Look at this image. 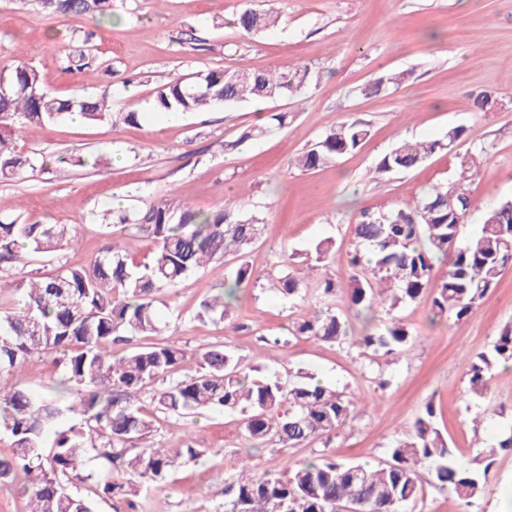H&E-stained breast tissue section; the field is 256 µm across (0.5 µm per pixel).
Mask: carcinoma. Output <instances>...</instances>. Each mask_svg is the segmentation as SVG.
I'll use <instances>...</instances> for the list:
<instances>
[{
    "label": "carcinoma",
    "instance_id": "obj_1",
    "mask_svg": "<svg viewBox=\"0 0 512 512\" xmlns=\"http://www.w3.org/2000/svg\"><path fill=\"white\" fill-rule=\"evenodd\" d=\"M33 3L52 15H89L99 22L112 20V0H15ZM271 10L247 9L234 20L244 36L274 27ZM92 34L78 36L81 45L65 55L62 70L80 71L96 62ZM307 78L301 69L247 72L224 68L203 77L171 78L159 85L152 99L160 112L186 115L218 105L249 100L284 99ZM0 180L8 181L38 169L32 157L14 151L12 136L67 119L77 111L92 125L116 128L136 124L137 112H115L107 98L50 95L40 88V75L27 56L18 52L0 59ZM368 136L358 124L341 123L295 160L305 171L336 162L356 150ZM439 141H403L385 154L377 173L419 167L436 151ZM448 190L427 191L416 211L395 209L379 216L363 213L354 224L358 244L368 256L351 258L349 307L364 316L356 344L374 353L397 355L413 340L403 322L392 318L383 327L372 325L373 310L383 304L395 309L420 301L436 316L456 320L473 309L495 288L502 271L512 266V200L501 202L486 215L481 229L467 240L461 227L472 207L471 197L459 191L455 212L441 199ZM104 224H122L133 243H106L86 266L61 265L37 280L16 277L12 270L32 254H53L73 241L65 224L28 223L20 214L0 211V289L22 292L21 308L0 311V432L12 439L13 453L0 459V484L17 486L30 502L28 512H96V501L72 489L93 479L85 469L92 449L113 466L112 477L98 485L105 496L134 506L145 484L166 482L180 466V458H198L206 448H185L170 454L146 443L154 431L156 414L183 416L198 411L243 415L244 430L257 442L299 448L331 436L353 417L354 404L339 391L313 377L293 381L288 376L255 377L252 369L226 345L198 354L196 374L177 378L185 352L173 345L150 343L119 353L116 344L134 336H160L157 293L172 288L190 273L221 266L234 254L238 266L224 276L221 291L200 302L198 315L224 323L250 287L252 269L244 260L255 242L256 215L244 216L230 201L209 211H195L177 196L166 194L137 210H108ZM150 243V255L137 256V242ZM446 260L448 271L434 279L435 262ZM278 290L290 298L301 295V282L289 272L278 278ZM317 310L293 323L292 335L342 344L351 327L345 316L324 306L336 293L326 278L319 284ZM35 353H54L60 371V393L79 390L75 402L60 405L54 394H36L13 382V372ZM512 363V325L494 343L469 359L470 389L482 396L492 370ZM149 389L147 403L131 397ZM69 414L80 422L55 432L45 446L47 431ZM512 452V425L498 442L479 452L470 466L460 464L457 449L441 432L433 403L413 422L408 437L388 449L378 465L344 462L327 455L303 460L288 474L241 473L225 488L224 512H328L349 506L356 512H401L423 491L419 469L427 467L431 483L466 503L480 497L496 457Z\"/></svg>",
    "mask_w": 512,
    "mask_h": 512
}]
</instances>
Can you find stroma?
I'll list each match as a JSON object with an SVG mask.
<instances>
[{"label": "stroma", "mask_w": 512, "mask_h": 512, "mask_svg": "<svg viewBox=\"0 0 512 512\" xmlns=\"http://www.w3.org/2000/svg\"><path fill=\"white\" fill-rule=\"evenodd\" d=\"M262 0H113V22L48 15L0 0V57L17 47L32 50L43 87L60 97H107L114 110L140 111L157 82L230 68L304 69L297 96L247 101L173 119L153 113L136 125L91 126L71 120L19 134V151L52 162L51 173H27L0 182V211L21 209L31 223L67 224L79 244L32 256V275L48 276L62 264L86 265L106 243H124L121 225L100 224L113 199L124 208L144 207L168 192L184 204L208 210L232 200L243 214L262 218L247 260L254 281L231 313L234 326L196 318L199 302L215 294L221 277L205 269L164 290L156 309L164 342L186 353L180 376L195 374L205 347L227 344L244 365L262 374L321 378L355 405L352 419L331 438L300 448L275 441L251 447L241 415L205 411L160 417L155 446L176 452L185 444L203 456L184 460L161 488L144 490L134 508L104 498L98 512H224V489L240 463L275 475L320 454L378 462L408 435L426 403H434L439 427L462 461L477 447L495 443L512 411V367L493 370L482 399L472 401L466 365L512 325V266L491 294L463 320L433 316L425 304L376 308L377 323L401 319L413 332L402 353L385 356L345 342L323 343L291 333V323L313 307L315 274L309 273L318 243L331 247L323 273L335 280L331 301L359 327L348 303L353 269V226L362 211L383 214L414 209L435 187L462 190L473 207L462 228L472 236L487 213L512 200V0H274L279 24L258 36H242L232 24ZM195 28L199 44H180L182 29ZM94 31L98 61L75 74L62 71L75 49L74 30ZM391 74L397 83L379 94L363 89ZM489 94L488 104L476 98ZM285 112L284 127L250 136L256 113ZM342 122L365 126L356 151L329 167L300 171L292 161ZM463 127L465 137L410 171L378 175L379 160L402 140H446ZM106 165L92 166L95 156ZM67 164H58V157ZM303 282L301 298L277 289L283 271ZM53 355L33 354L13 374L36 393L53 390ZM512 488V453L500 454L483 497L465 503L432 484L405 512H499Z\"/></svg>", "instance_id": "35a3bbf8"}]
</instances>
